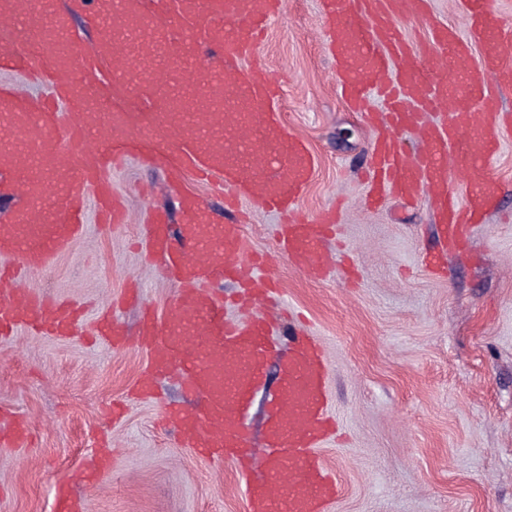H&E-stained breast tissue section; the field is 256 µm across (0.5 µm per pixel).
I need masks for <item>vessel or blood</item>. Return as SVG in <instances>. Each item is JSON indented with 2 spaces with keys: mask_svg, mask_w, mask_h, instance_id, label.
I'll return each instance as SVG.
<instances>
[{
  "mask_svg": "<svg viewBox=\"0 0 512 512\" xmlns=\"http://www.w3.org/2000/svg\"><path fill=\"white\" fill-rule=\"evenodd\" d=\"M287 0H103L95 22L105 26L96 49L73 30L89 0H0V67L44 84L30 102L0 84V187L21 205L0 224V338L25 329L67 339L78 335L85 309L69 299L21 285L25 273L48 269L81 234L87 203L101 223H125L112 191V170L128 156L163 168L171 181L191 175L224 199L231 221L211 223L201 199L179 194L183 222L172 227L154 212L145 227L147 255L178 285L166 318L145 312L138 341L149 362L134 390L155 396L158 378L178 373L195 409L161 412L184 447L205 460L232 464L240 475L261 466L265 480L248 483L247 512H328L340 493L319 450L334 430L328 406L329 367L317 337L295 331L282 380L270 403L263 447L246 422L252 393L276 353L277 327L260 314L277 301V280L255 276L267 254L250 250L244 203L282 216L276 249L301 273L324 278L325 243L336 215L312 218L300 208L314 159L291 134L275 102L279 88L255 57ZM337 88L375 129L366 173L368 204L385 194L426 196L449 251L466 225L497 198L490 161L512 114L498 92L512 90V33L503 31L490 0H468L467 36L430 23L427 0H321ZM408 15L429 22L435 47L426 63L411 54L397 24ZM483 52L468 61L472 46ZM420 150L408 152L404 131ZM79 146L71 156L70 146ZM457 154L473 190L457 200L448 156ZM230 282L231 295L220 287ZM240 312L230 320L225 304ZM93 332L112 349L127 345L124 326L102 312ZM30 429L15 419L0 446L26 447ZM114 461L101 453L88 468L55 486V512H86L72 493L95 485Z\"/></svg>",
  "mask_w": 512,
  "mask_h": 512,
  "instance_id": "b4317fda",
  "label": "vessel or blood"
}]
</instances>
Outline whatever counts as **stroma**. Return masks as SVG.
Instances as JSON below:
<instances>
[{"mask_svg": "<svg viewBox=\"0 0 512 512\" xmlns=\"http://www.w3.org/2000/svg\"><path fill=\"white\" fill-rule=\"evenodd\" d=\"M325 30L320 0H288L258 60L283 83L278 108L315 159L300 205L314 216L340 207V233L326 248L349 256L359 278L335 271L312 280L292 267L274 251V213L249 206L245 232L253 250L270 254L266 275L307 318L331 368L330 411L342 438L320 450L341 485L330 512H512V130L492 164L495 211L474 225L463 257L434 271L425 258L442 247L426 199L364 206L371 131L336 97ZM111 178L127 224L88 215L77 241L25 284L83 304L91 318L136 287L167 315L177 287L141 246L152 207L182 221L167 175L131 157ZM147 362L134 346L116 352L23 331L0 340V427L21 416L36 434L32 447L0 446V512H52L55 481L103 433L115 467L96 487L76 486L88 512H246L244 480L231 464L200 459L159 428L162 402L195 405L175 379L161 382V402H131L122 420H108ZM280 384L274 357L248 414L255 445Z\"/></svg>", "mask_w": 512, "mask_h": 512, "instance_id": "35a3bbf8", "label": "stroma"}]
</instances>
